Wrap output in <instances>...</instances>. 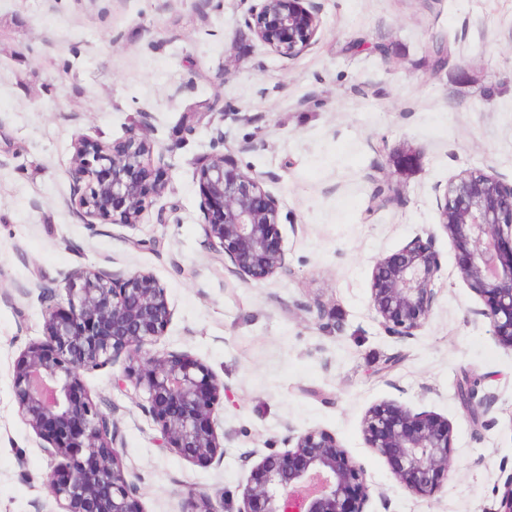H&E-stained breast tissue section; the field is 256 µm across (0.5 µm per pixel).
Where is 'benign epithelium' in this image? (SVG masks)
<instances>
[{
    "label": "benign epithelium",
    "mask_w": 512,
    "mask_h": 512,
    "mask_svg": "<svg viewBox=\"0 0 512 512\" xmlns=\"http://www.w3.org/2000/svg\"><path fill=\"white\" fill-rule=\"evenodd\" d=\"M246 25L254 37L283 57L317 42L322 26L315 0H253ZM72 204L85 223L135 226L146 196L162 194L164 156L153 158L147 132L130 129L110 147L83 135L74 141ZM199 224L208 245L243 280H265L287 270L278 230V200L262 178L225 154L197 162ZM441 226L460 247L461 277L483 303L475 314L512 350V183L481 170H464L447 186ZM441 271L434 236L417 237L377 259L371 271L370 306L392 335H416L428 320ZM45 304L43 338L16 358L13 389L18 413L53 459L48 487L59 512H143L137 487L120 460L117 422L84 385L83 373L127 355L125 378L147 395V413L165 448L194 465L224 457L215 415L224 381L184 352L149 349L169 326L173 312L166 288L153 273L129 274L84 267L68 275L66 300L35 284ZM288 448L252 452L239 512H365L370 486L363 465L322 428H288ZM368 447L384 456L410 493L433 494L452 462L448 420L414 413L392 402L371 408L363 421ZM186 512H219L206 494L189 498ZM488 512H512V473Z\"/></svg>",
    "instance_id": "obj_1"
}]
</instances>
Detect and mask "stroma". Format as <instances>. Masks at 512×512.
I'll use <instances>...</instances> for the list:
<instances>
[{"mask_svg": "<svg viewBox=\"0 0 512 512\" xmlns=\"http://www.w3.org/2000/svg\"><path fill=\"white\" fill-rule=\"evenodd\" d=\"M318 2L316 45L288 59L247 27L251 0H0V512L56 509L12 375L42 337L33 285L65 297L79 266L152 272L173 311L153 352L190 353L224 380V459L200 467L164 448L123 379L127 357L84 373L119 424L144 512H184L199 493L238 512L253 451L308 428L363 464L367 512L494 505L512 474V351L477 314L440 203L466 169L512 181V0ZM205 99L221 114L188 122ZM135 123L163 153L168 187L137 226L87 225L71 204L72 143L109 145ZM222 153L278 199L286 272L242 280L207 244L197 160ZM407 153L417 160L401 165ZM379 192L390 201L369 212ZM170 207L175 220L158 223ZM427 235L442 262L431 315L415 336L387 335L369 308L372 266ZM383 402L448 420L454 453L434 494L408 492L367 447L364 417Z\"/></svg>", "mask_w": 512, "mask_h": 512, "instance_id": "obj_1", "label": "stroma"}]
</instances>
